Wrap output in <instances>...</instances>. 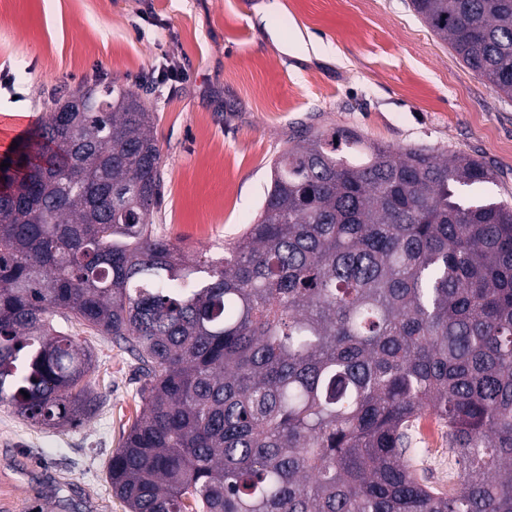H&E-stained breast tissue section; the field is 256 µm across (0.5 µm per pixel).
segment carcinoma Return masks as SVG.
<instances>
[{
    "instance_id": "1",
    "label": "carcinoma",
    "mask_w": 512,
    "mask_h": 512,
    "mask_svg": "<svg viewBox=\"0 0 512 512\" xmlns=\"http://www.w3.org/2000/svg\"><path fill=\"white\" fill-rule=\"evenodd\" d=\"M512 99V0H410ZM0 159V403L77 427L122 344L143 410L107 467L128 512H512V205L482 160L314 131L224 254L158 233L153 116L115 83L42 102ZM426 417L457 481L408 464Z\"/></svg>"
}]
</instances>
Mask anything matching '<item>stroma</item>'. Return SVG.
<instances>
[{
	"label": "stroma",
	"instance_id": "obj_1",
	"mask_svg": "<svg viewBox=\"0 0 512 512\" xmlns=\"http://www.w3.org/2000/svg\"><path fill=\"white\" fill-rule=\"evenodd\" d=\"M0 0V156L40 102L93 80L144 95L165 189L154 222L185 253L218 254L257 217L270 165L298 131L356 130L396 148L492 165L479 197L512 202V99L422 24L410 0ZM100 396L78 427L46 429L0 403V512H127L106 466L142 403L129 353L83 327ZM417 474L456 480L445 433Z\"/></svg>",
	"mask_w": 512,
	"mask_h": 512
}]
</instances>
